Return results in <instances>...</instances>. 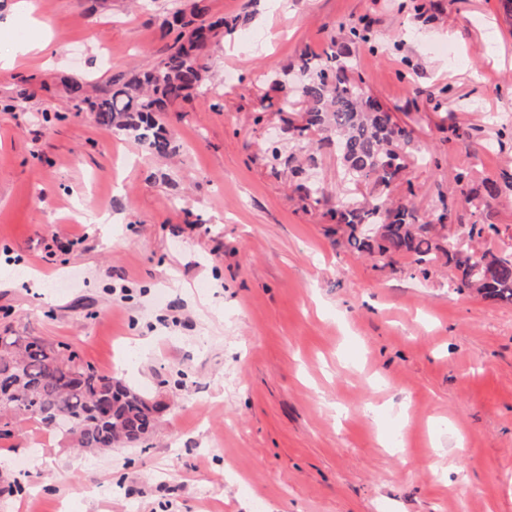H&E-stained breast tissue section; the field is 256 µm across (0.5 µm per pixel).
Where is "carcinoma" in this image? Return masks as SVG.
<instances>
[{"instance_id":"carcinoma-1","label":"carcinoma","mask_w":512,"mask_h":512,"mask_svg":"<svg viewBox=\"0 0 512 512\" xmlns=\"http://www.w3.org/2000/svg\"><path fill=\"white\" fill-rule=\"evenodd\" d=\"M228 28L224 18H212L206 0H192L188 8L176 6L170 12L164 34L174 35L171 53L147 63L125 76L88 85L66 84L73 107L94 114L105 131H124L151 153H170L171 135L159 115L172 112L192 95L211 93L206 84L209 71L206 49ZM351 42L378 48L379 41L368 27L354 24L339 27ZM337 35H330L329 49L321 54L300 55L298 71L302 80L283 92L279 111L301 105L305 124L321 134V141L336 149L342 182L347 188L371 186L370 199L361 203L341 201L330 209L338 227L348 230L347 245L358 254L393 255L412 258L416 269L428 275L432 268L446 265L454 270L448 288L458 294L475 292L497 305H512V251L492 256L486 262L468 246H448L447 236L433 233L434 224L459 225L469 239L498 237L501 225L477 220L506 192H512V174L483 181L480 189L470 188L472 169L456 170L454 181L465 197L473 222H465L454 203H448L431 220L421 219L407 204H393L389 189L396 182L417 148L411 132L397 124L392 111L418 109V99L391 109L372 98L366 78L347 50L336 49ZM480 136L477 127L448 125V141L461 147ZM318 157L308 154L292 167L296 190L315 205H325L333 191L309 180ZM33 421L43 428L70 436L72 447L81 451L101 450L125 442L132 446L145 433L156 430L158 407L148 396L121 381L100 375L64 343H52L41 336H22L6 325L0 332V440L14 436L19 425Z\"/></svg>"}]
</instances>
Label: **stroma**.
<instances>
[{"mask_svg":"<svg viewBox=\"0 0 512 512\" xmlns=\"http://www.w3.org/2000/svg\"><path fill=\"white\" fill-rule=\"evenodd\" d=\"M30 2L0 0V324L141 389L161 425L90 455L23 423L0 440V475L24 486L0 512H512V305L350 251L290 184L318 132L291 137L271 108L302 52L370 25L382 51L348 50L371 94L440 157L392 197L436 213L470 152L475 181L512 169L500 0H209L237 27L209 48L211 94L162 113L164 158L62 82L164 58L192 0ZM42 41L57 54L20 55ZM417 91L441 108L398 111ZM452 120L484 139L449 149Z\"/></svg>","mask_w":512,"mask_h":512,"instance_id":"1","label":"stroma"}]
</instances>
